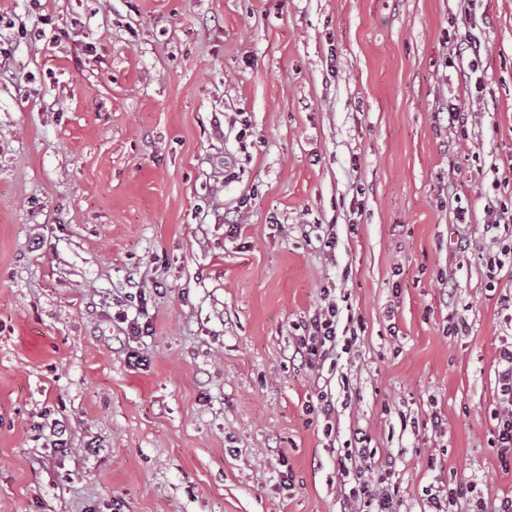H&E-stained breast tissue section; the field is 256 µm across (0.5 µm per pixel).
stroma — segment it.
Here are the masks:
<instances>
[{"label":"stroma","instance_id":"35a3bbf8","mask_svg":"<svg viewBox=\"0 0 512 512\" xmlns=\"http://www.w3.org/2000/svg\"><path fill=\"white\" fill-rule=\"evenodd\" d=\"M0 50V512H349L361 434L396 512L512 495V0H0ZM469 20L470 18H466L465 21H462L461 27L457 25L456 31H454V36L456 39V44L459 47V51L461 53L474 56L475 59L471 60L470 62V71L473 72L478 68V58H480L481 45L475 40L473 34L470 31ZM510 206V208H509ZM487 209V222H486V233H495L499 232L501 226L503 228L508 229V233L504 234L501 233V235L494 234L492 238L495 240V242L498 244L499 253L501 255H510L512 253V229H511V223H512V202L510 200V203L507 201L498 202L496 206H488L485 207ZM338 307L336 304L328 306L327 311L315 316L309 329L308 338L304 337L298 348L299 354L312 363L313 356L326 358L330 351L336 347L338 327ZM499 351L498 361V404L494 413V437L492 443L500 448L502 466L512 468V341L506 342ZM510 450V457L507 453ZM428 512H453L454 506L464 501L471 505L472 512H512V496L502 497L493 501L492 508L486 498L485 484L481 479L472 478L467 481L448 483L446 490L427 489L425 491Z\"/></svg>","mask_w":512,"mask_h":512}]
</instances>
